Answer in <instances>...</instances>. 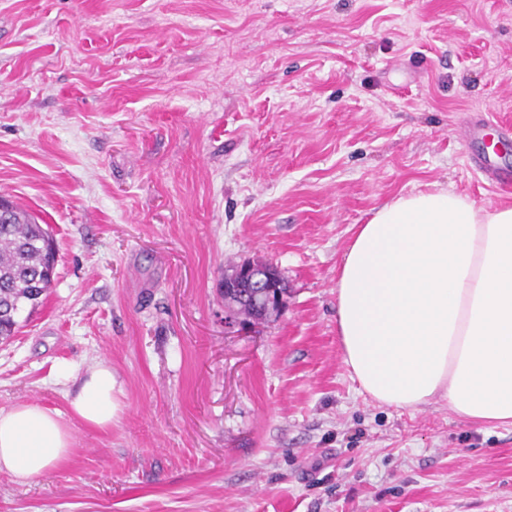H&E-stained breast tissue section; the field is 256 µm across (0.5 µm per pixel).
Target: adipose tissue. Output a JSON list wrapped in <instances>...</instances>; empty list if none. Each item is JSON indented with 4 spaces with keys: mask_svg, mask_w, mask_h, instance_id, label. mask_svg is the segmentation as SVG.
<instances>
[{
    "mask_svg": "<svg viewBox=\"0 0 512 512\" xmlns=\"http://www.w3.org/2000/svg\"><path fill=\"white\" fill-rule=\"evenodd\" d=\"M342 360L373 401L512 426V206L480 211L449 191L400 196L358 225L336 268ZM112 367L66 398L87 427L112 424ZM58 409H0V472L25 484L66 460Z\"/></svg>",
    "mask_w": 512,
    "mask_h": 512,
    "instance_id": "adipose-tissue-1",
    "label": "adipose tissue"
}]
</instances>
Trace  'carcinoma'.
Returning a JSON list of instances; mask_svg holds the SVG:
<instances>
[{"instance_id":"1","label":"carcinoma","mask_w":512,"mask_h":512,"mask_svg":"<svg viewBox=\"0 0 512 512\" xmlns=\"http://www.w3.org/2000/svg\"><path fill=\"white\" fill-rule=\"evenodd\" d=\"M54 240L39 218L17 203L0 216V342L17 331V315L36 309L53 287Z\"/></svg>"}]
</instances>
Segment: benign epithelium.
<instances>
[{
    "instance_id": "1",
    "label": "benign epithelium",
    "mask_w": 512,
    "mask_h": 512,
    "mask_svg": "<svg viewBox=\"0 0 512 512\" xmlns=\"http://www.w3.org/2000/svg\"><path fill=\"white\" fill-rule=\"evenodd\" d=\"M224 294L234 303L224 306V326L245 328L248 323L238 317L239 304L250 303L270 314L285 305L288 287L277 267L246 261L231 276L224 277Z\"/></svg>"
}]
</instances>
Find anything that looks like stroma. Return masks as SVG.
<instances>
[{
	"instance_id": "1",
	"label": "stroma",
	"mask_w": 512,
	"mask_h": 512,
	"mask_svg": "<svg viewBox=\"0 0 512 512\" xmlns=\"http://www.w3.org/2000/svg\"><path fill=\"white\" fill-rule=\"evenodd\" d=\"M512 118V0H0V193L49 226L54 285L0 343V408L73 434L0 512H512V426L373 402L336 267L398 196L512 204L459 123ZM284 308L224 326L226 274ZM111 364L112 426L65 397ZM223 288L224 295L237 302L224 305V326L229 329L250 326L238 317L239 303H250L270 314L284 307L288 294L287 284L277 267L253 261L243 262L230 277H224Z\"/></svg>"
}]
</instances>
